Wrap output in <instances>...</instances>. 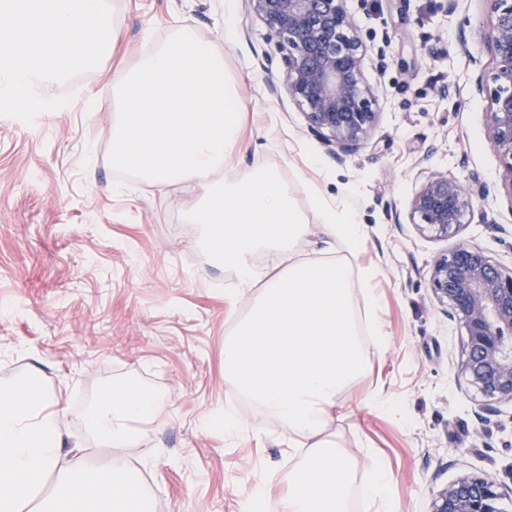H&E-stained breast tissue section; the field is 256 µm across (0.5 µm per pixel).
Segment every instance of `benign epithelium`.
<instances>
[{"instance_id": "1", "label": "benign epithelium", "mask_w": 512, "mask_h": 512, "mask_svg": "<svg viewBox=\"0 0 512 512\" xmlns=\"http://www.w3.org/2000/svg\"><path fill=\"white\" fill-rule=\"evenodd\" d=\"M265 23L279 50L277 64L288 95L304 111L310 135L331 147L338 163L366 145L382 94L364 75L368 52L375 69L386 67L390 37L367 46L346 0H246ZM484 24L491 41L493 88L484 73L473 78L474 97L490 91L492 146L502 159L499 184L512 199V0H486ZM420 165L421 184L413 196L409 223L432 237L455 236L479 219L489 223L485 209L491 188L464 185L457 177ZM430 288L447 307L448 317L463 325L466 359L463 372L484 397L479 419L498 413L496 403L512 401V270L492 264L483 250L460 242L435 258ZM501 485L491 477L463 476L435 494L432 512H498Z\"/></svg>"}]
</instances>
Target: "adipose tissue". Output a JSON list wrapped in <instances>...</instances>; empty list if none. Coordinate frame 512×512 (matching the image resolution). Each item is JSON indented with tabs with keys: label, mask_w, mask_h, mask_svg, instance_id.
I'll list each match as a JSON object with an SVG mask.
<instances>
[{
	"label": "adipose tissue",
	"mask_w": 512,
	"mask_h": 512,
	"mask_svg": "<svg viewBox=\"0 0 512 512\" xmlns=\"http://www.w3.org/2000/svg\"><path fill=\"white\" fill-rule=\"evenodd\" d=\"M64 406L38 376L0 385V512H151L139 483L103 465L91 469L60 426ZM157 394L127 385L105 393L83 424L107 449L139 442L149 425H163Z\"/></svg>",
	"instance_id": "1"
}]
</instances>
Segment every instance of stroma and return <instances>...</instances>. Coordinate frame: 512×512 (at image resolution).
Wrapping results in <instances>:
<instances>
[{
	"mask_svg": "<svg viewBox=\"0 0 512 512\" xmlns=\"http://www.w3.org/2000/svg\"><path fill=\"white\" fill-rule=\"evenodd\" d=\"M348 0L364 41L391 39L376 122L367 144L345 163L306 131L301 108L268 66L275 42L245 0H111L117 43L97 70L71 81L70 103L33 124L0 116V383L39 371L62 396V427L90 465L138 468L153 512H238L263 479L278 501L283 474L298 465L281 423L246 400H231L224 340L251 308L229 301L233 271L209 262L201 231L186 214L201 195L196 182L157 191L119 179L108 160L112 83L141 53L180 26L224 56L242 101L241 134L225 177L276 169L309 226L294 254L315 257L324 239L311 198L337 209L353 204L365 233L358 261L373 267L369 291H356L359 327L375 321L388 340L361 377L339 396L327 432L348 451L356 479L373 464L391 477L393 512H431L433 494L465 475L501 485V512H512V402L490 422L482 398L461 374L467 336L429 288L435 256L465 241L503 269L512 268V203L490 202L485 224L435 239L394 223L418 190L416 164L450 172L463 184L496 186L501 161L491 145L489 101L471 97L476 70L491 71L479 30L486 0ZM232 11L233 39L224 35ZM467 26V45L458 31ZM450 85V97L439 93ZM101 100L99 111L84 108ZM378 303L366 316V293ZM128 383L164 398L165 424L131 448L97 447L80 425L81 409ZM235 404L244 423L233 436L205 426Z\"/></svg>",
	"mask_w": 512,
	"mask_h": 512,
	"instance_id": "35a3bbf8",
	"label": "stroma"
}]
</instances>
